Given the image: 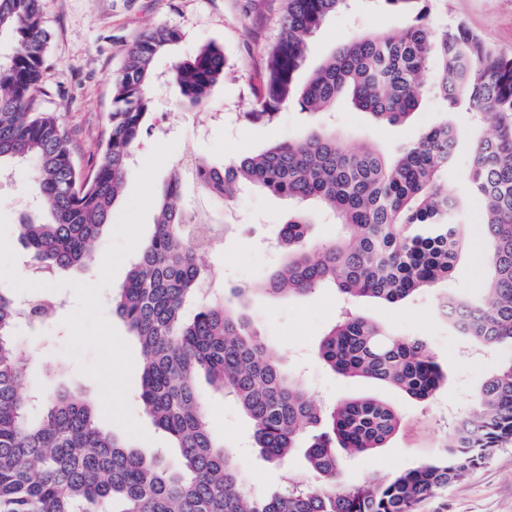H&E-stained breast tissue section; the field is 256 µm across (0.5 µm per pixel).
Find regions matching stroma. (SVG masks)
<instances>
[{
  "label": "stroma",
  "mask_w": 512,
  "mask_h": 512,
  "mask_svg": "<svg viewBox=\"0 0 512 512\" xmlns=\"http://www.w3.org/2000/svg\"><path fill=\"white\" fill-rule=\"evenodd\" d=\"M41 7L43 25L50 35L41 106L60 114L71 136L75 160L83 169L90 168L107 135L112 82L127 49L152 28L179 30L180 42L155 61L153 127L142 135L126 170L125 193H132L136 172L153 145L176 141L174 153L156 177L155 201H162L169 173L177 166L183 175L186 213L212 224L237 227L236 232L225 235L218 249L202 256L203 265L217 272L215 295L234 288L246 290L242 315L264 340L270 356L289 371L314 376V383L307 386L314 402L328 406L369 395L390 402L400 411L403 426L384 448L370 456L345 458L342 476L346 482L379 478L433 456L444 408L467 410L475 393L512 351L496 348L476 357L466 355L467 338L438 319L432 293L421 291L395 304L362 301L356 310L401 335L429 339L439 365L448 374L447 384L433 399L419 402L392 388L335 374L321 363L318 345L341 314V296L333 289L320 288L305 296L275 299L259 290L280 262L277 251L267 242L287 221L292 205L270 192L250 188L241 189L227 203H218L199 186L187 164L192 157L216 165L256 154L296 138L312 123V116L296 103L280 107L267 122L248 117L254 109L265 56L279 33L286 0H41ZM429 20L441 26L465 23L486 43L512 55V0H439L432 5ZM414 21V14L393 11L380 0H351L349 8L328 17L309 37L302 72L310 74L356 32L404 28ZM208 44L219 46L224 53V77L212 87L206 106L199 108L181 96L172 65ZM444 119L463 133L450 179L455 192L461 194L466 190L473 130L465 110L448 112L440 102L430 100L406 122L382 125L342 99L331 116L337 132L351 143L369 144L385 152L416 141ZM32 196L31 164L6 166L0 174V213L8 220V240L19 256L24 249L17 224L32 214ZM482 210V202H474L461 217L469 248L449 278L448 289L463 297L480 298L487 293ZM59 296L63 306L42 326H23L16 331L29 353L24 383L49 397L62 390H75L99 400L98 384L80 374L75 361L64 352L68 331L62 320L74 309L75 296L68 289ZM140 382V373H133L129 403L149 438L133 439L132 444L147 456L165 449L166 460H173V453L166 450V436L138 399ZM199 389L212 434L231 447L252 488L283 490L288 486L287 470L304 472L305 461L299 454L286 465L263 460L249 446L252 428L239 406L207 384H200ZM421 512H512V445L500 449L464 481L425 502Z\"/></svg>",
  "instance_id": "stroma-1"
}]
</instances>
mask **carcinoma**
<instances>
[{
	"label": "carcinoma",
	"mask_w": 512,
	"mask_h": 512,
	"mask_svg": "<svg viewBox=\"0 0 512 512\" xmlns=\"http://www.w3.org/2000/svg\"><path fill=\"white\" fill-rule=\"evenodd\" d=\"M380 2L417 12L419 23L352 35L302 83L307 38L348 0H287L252 117L269 120L294 101L314 115L340 97L379 124L406 122L429 98L478 118L493 115L495 131L475 141L466 177L469 194L485 204L488 296L474 301L440 287L467 248L458 224L465 199L444 187L460 137L446 121L388 154L355 146L332 126L312 125L260 153L203 163L197 179L220 202L244 183L295 206L277 232L285 260L263 282L267 294L334 288L346 301L394 304L430 290L461 335L512 349V56L463 25L421 23L428 9L419 4L429 0ZM3 34L14 50L0 62V161H34L35 194L49 214L45 223L22 220L18 238L29 264L81 269L112 223L128 161L150 119L154 59L181 35L157 27L129 48L113 79L108 135L84 172L61 116L41 109L49 36L39 0H0ZM224 65L214 44L175 62L183 98L206 105ZM309 201L332 213L341 228L335 240L312 239L303 212ZM190 223L175 170L153 234L113 298L114 314L141 349V402L177 448L180 466L147 458L100 427L99 405L78 394L59 392L45 413L33 414L35 402L20 390L28 354L15 336L19 301L0 287V512H418L427 498L512 443L510 360L441 433L434 457L379 481L343 482L340 451L368 455L385 447L401 429L399 412L373 397L329 409L313 404L301 379L267 356L235 299L200 297L208 273L200 249L189 243ZM191 301L197 308L189 316ZM318 353L340 375L417 401L432 398L447 381L426 337L401 336L358 313L337 321ZM201 376L246 413L264 460L280 464L301 448L311 477L289 478L286 492L250 491L235 458L210 432Z\"/></svg>",
	"instance_id": "1"
}]
</instances>
